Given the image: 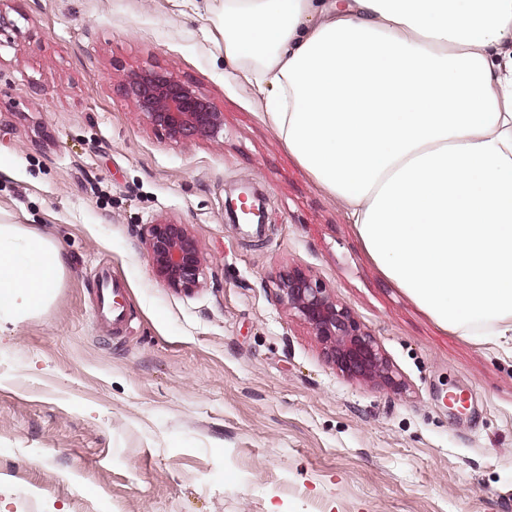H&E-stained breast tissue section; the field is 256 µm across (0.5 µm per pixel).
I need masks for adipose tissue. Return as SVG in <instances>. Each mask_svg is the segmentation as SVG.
I'll return each mask as SVG.
<instances>
[{"instance_id": "1", "label": "adipose tissue", "mask_w": 512, "mask_h": 512, "mask_svg": "<svg viewBox=\"0 0 512 512\" xmlns=\"http://www.w3.org/2000/svg\"><path fill=\"white\" fill-rule=\"evenodd\" d=\"M224 55L382 274L440 323L512 334V0H222ZM65 262L0 224V319Z\"/></svg>"}]
</instances>
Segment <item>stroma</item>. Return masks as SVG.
I'll use <instances>...</instances> for the list:
<instances>
[{
  "instance_id": "35a3bbf8",
  "label": "stroma",
  "mask_w": 512,
  "mask_h": 512,
  "mask_svg": "<svg viewBox=\"0 0 512 512\" xmlns=\"http://www.w3.org/2000/svg\"><path fill=\"white\" fill-rule=\"evenodd\" d=\"M0 221L65 260L0 335V512H512V339L455 331L386 279L343 205L224 57L205 0H0ZM163 69L222 112L174 141L124 97ZM188 225L200 288L141 240ZM319 278L397 380L343 375L277 296ZM126 326L100 315L98 278ZM142 241L156 276L175 291H192L201 284L204 256L188 225L159 220L142 228ZM99 308L101 315L112 324V329L119 331L127 323L128 315L122 298L123 289L111 282L105 274L100 275ZM116 298L120 301L117 302Z\"/></svg>"
}]
</instances>
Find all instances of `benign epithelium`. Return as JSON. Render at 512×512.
I'll list each match as a JSON object with an SVG mask.
<instances>
[{
  "instance_id": "benign-epithelium-1",
  "label": "benign epithelium",
  "mask_w": 512,
  "mask_h": 512,
  "mask_svg": "<svg viewBox=\"0 0 512 512\" xmlns=\"http://www.w3.org/2000/svg\"><path fill=\"white\" fill-rule=\"evenodd\" d=\"M137 109L156 128L176 141L212 139L223 129L222 113L191 86L163 71H135L123 84ZM142 241L156 276L175 291H192L201 284L204 256L188 225L159 220L142 228ZM280 301L310 326L327 357L343 374L355 378L393 379L373 337L319 279L301 270L282 276Z\"/></svg>"
}]
</instances>
